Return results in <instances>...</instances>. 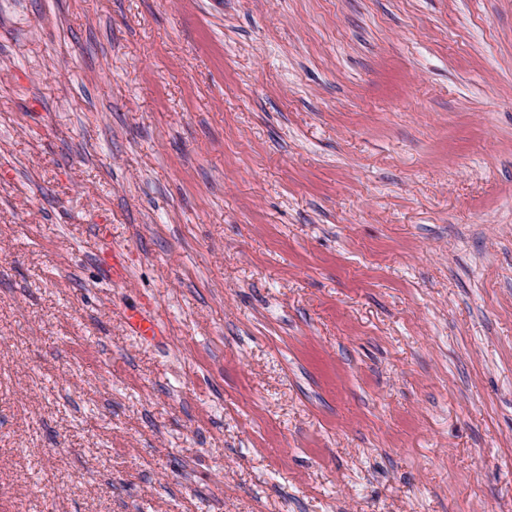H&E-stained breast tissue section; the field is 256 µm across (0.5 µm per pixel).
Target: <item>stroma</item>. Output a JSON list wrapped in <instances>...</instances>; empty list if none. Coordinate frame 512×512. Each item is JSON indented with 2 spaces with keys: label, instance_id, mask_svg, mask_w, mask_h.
<instances>
[{
  "label": "stroma",
  "instance_id": "stroma-1",
  "mask_svg": "<svg viewBox=\"0 0 512 512\" xmlns=\"http://www.w3.org/2000/svg\"><path fill=\"white\" fill-rule=\"evenodd\" d=\"M0 512H512V0H0ZM104 275L116 283H123L129 278V268L123 250L112 249L104 260ZM152 308V304L148 303L131 309L126 314L125 324L130 333L152 339L161 334V328Z\"/></svg>",
  "mask_w": 512,
  "mask_h": 512
}]
</instances>
